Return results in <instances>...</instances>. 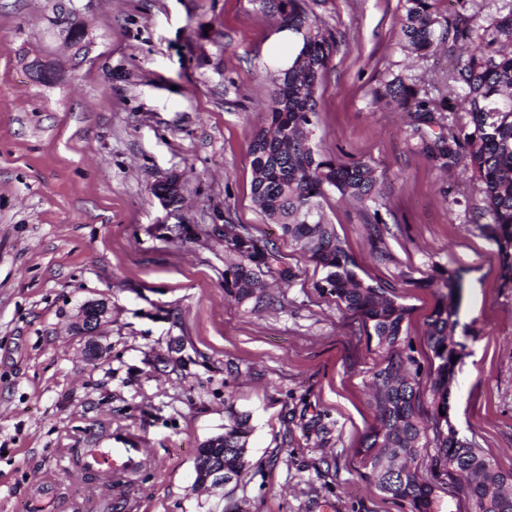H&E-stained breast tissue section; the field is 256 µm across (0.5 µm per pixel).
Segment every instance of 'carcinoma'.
<instances>
[{"label": "carcinoma", "mask_w": 512, "mask_h": 512, "mask_svg": "<svg viewBox=\"0 0 512 512\" xmlns=\"http://www.w3.org/2000/svg\"><path fill=\"white\" fill-rule=\"evenodd\" d=\"M280 17L282 26L302 35V48L274 84L267 119L255 132L251 165L252 194L261 212L279 225L282 235L320 268L319 292L371 324L377 345L386 353L374 368L369 385L379 413L376 429L364 452L370 477L379 490L411 512H442L432 481L412 463L420 456L427 431L434 434L436 461L466 477L460 488L469 504L482 512H512V474L501 472L476 443L459 436L451 416L449 395L456 377L452 363L457 341L454 317L461 284L454 272L440 278L445 289L427 322L431 351L426 373L409 348L405 322L408 308L387 288L358 277L357 264L324 218L322 201L328 193L352 200L366 211L373 257L390 262L382 247V189L375 169L347 164L335 157H317L310 138L318 114L317 89L330 63L337 39L316 15L320 0H263ZM436 0H404L399 48L424 60L442 47L462 45L448 75L446 91L437 95L423 78L407 68L389 72L373 92L377 102L409 113L412 135L421 152L443 172L466 162L482 185L487 201L477 219L484 223L500 255L504 285H512V0L501 11L484 13L476 0H458L453 18L439 14ZM461 106L465 122L448 132L447 113ZM224 247L247 261L224 274V288L243 303L255 297L257 274L272 272L274 248L245 224L224 225ZM427 387L434 411L431 426L421 422L417 397ZM251 427L246 414L230 413L224 424V486L238 480L246 467Z\"/></svg>", "instance_id": "obj_1"}]
</instances>
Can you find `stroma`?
I'll list each match as a JSON object with an SVG mask.
<instances>
[{
	"mask_svg": "<svg viewBox=\"0 0 512 512\" xmlns=\"http://www.w3.org/2000/svg\"><path fill=\"white\" fill-rule=\"evenodd\" d=\"M54 0H0V512H410L370 479L378 425L369 371L384 360L368 327L315 284L322 273L265 220L252 196L250 144L274 88L281 25L261 0H74L81 54L53 25ZM344 40L317 91L312 146L375 168L387 264L366 217L329 195L326 220L367 282L410 309L413 355L427 365L433 270L462 277L454 337L465 350L450 395L462 438L512 473V288L474 217L471 170L445 173L421 152L403 110L376 105L397 48L402 0H323ZM48 76L33 79L32 60ZM183 185L167 206L155 188ZM250 225L273 243L282 284L237 303L240 264L215 231ZM108 302L98 336L73 329ZM249 415L247 466L232 498L197 486L198 448L230 412ZM321 418L325 432L311 429ZM138 446L118 479L76 465L84 448ZM415 465L445 512H468L460 479Z\"/></svg>",
	"mask_w": 512,
	"mask_h": 512,
	"instance_id": "stroma-1",
	"label": "stroma"
}]
</instances>
